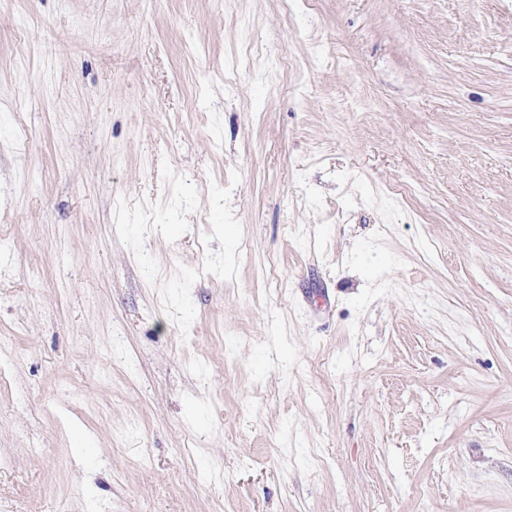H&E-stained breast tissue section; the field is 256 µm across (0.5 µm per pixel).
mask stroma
<instances>
[{"instance_id": "stroma-1", "label": "stroma", "mask_w": 512, "mask_h": 512, "mask_svg": "<svg viewBox=\"0 0 512 512\" xmlns=\"http://www.w3.org/2000/svg\"><path fill=\"white\" fill-rule=\"evenodd\" d=\"M0 512H512V0H0Z\"/></svg>"}]
</instances>
